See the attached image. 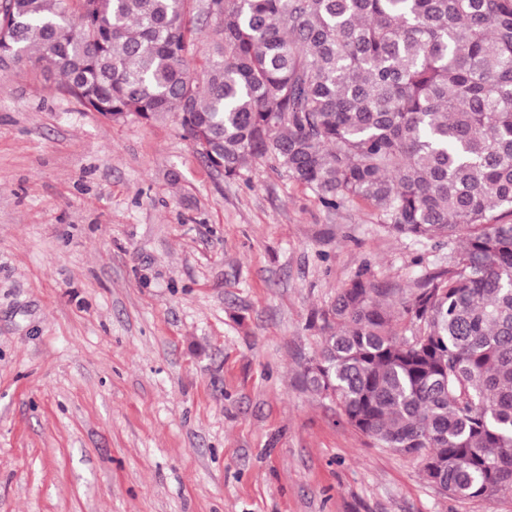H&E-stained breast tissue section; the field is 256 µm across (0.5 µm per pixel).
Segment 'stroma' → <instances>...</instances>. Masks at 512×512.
Here are the masks:
<instances>
[{"label":"stroma","instance_id":"35a3bbf8","mask_svg":"<svg viewBox=\"0 0 512 512\" xmlns=\"http://www.w3.org/2000/svg\"><path fill=\"white\" fill-rule=\"evenodd\" d=\"M447 264L269 162L225 179L174 116L0 71V512H512L300 383L337 289Z\"/></svg>","mask_w":512,"mask_h":512}]
</instances>
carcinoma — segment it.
<instances>
[{
	"label": "carcinoma",
	"mask_w": 512,
	"mask_h": 512,
	"mask_svg": "<svg viewBox=\"0 0 512 512\" xmlns=\"http://www.w3.org/2000/svg\"><path fill=\"white\" fill-rule=\"evenodd\" d=\"M2 59L448 246L408 293L340 288L301 384L443 495L512 491V0H0Z\"/></svg>",
	"instance_id": "obj_1"
}]
</instances>
